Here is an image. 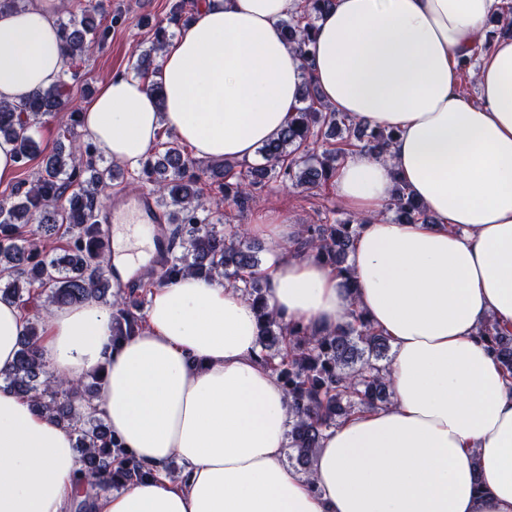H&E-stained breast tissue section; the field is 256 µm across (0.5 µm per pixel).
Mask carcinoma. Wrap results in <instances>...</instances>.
<instances>
[{"mask_svg":"<svg viewBox=\"0 0 512 512\" xmlns=\"http://www.w3.org/2000/svg\"><path fill=\"white\" fill-rule=\"evenodd\" d=\"M333 2L304 0L302 13L283 22L285 39L300 55H305L312 40L316 19ZM102 12L103 0H89L81 19L58 21L69 66L77 65L94 42L92 15ZM170 37L168 28L158 26L152 47L138 57L137 76L145 78L157 68L153 56ZM301 102L282 132L259 148L262 162L248 167L240 180L224 184V201L242 206L253 189L273 179L295 186L322 185L334 177L339 158L356 148L377 156L387 153L394 132L335 111L306 84ZM65 103L62 83L38 89L17 105L0 103V136L14 140L18 165L40 154L32 130ZM69 135V151L57 149L47 155L40 174L20 196L12 191L0 195V296L15 300L24 310L42 297L57 307L98 300L111 312L116 341L139 332L143 317L136 313L139 296L133 292L108 300L113 268L95 218L99 193L112 182L114 171L98 164L95 145L80 142L72 130ZM154 157V161L146 159L140 173L146 175L150 192L171 210V223L163 228L171 260L160 271V279L171 282L185 274L222 278L251 301L260 322L259 345L266 350L261 361L283 384L293 414L288 460L306 471L324 433L339 419L390 400L382 364L389 342L357 310L325 335L309 334L284 322L269 309L260 279L261 261L245 229H226L210 219L196 188L201 179L197 162L174 138L162 143ZM391 206L398 221L429 220L424 207L400 184ZM361 224L358 218L307 224L295 246L346 273V259ZM46 238L57 242L53 255L44 250ZM41 326V317L28 318L16 361L3 375L6 387L30 398L39 411L73 432L84 463L82 480L98 490L117 489L151 474L121 448L98 414L101 371L76 384L56 378L41 350ZM480 336L512 372V334L489 323Z\"/></svg>","mask_w":512,"mask_h":512,"instance_id":"obj_1","label":"carcinoma"}]
</instances>
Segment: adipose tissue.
I'll return each instance as SVG.
<instances>
[{"instance_id":"1","label":"adipose tissue","mask_w":512,"mask_h":512,"mask_svg":"<svg viewBox=\"0 0 512 512\" xmlns=\"http://www.w3.org/2000/svg\"><path fill=\"white\" fill-rule=\"evenodd\" d=\"M500 3L336 0L303 58L282 35L298 0H202L154 73L112 77L81 109L91 140L132 168L164 125L198 158L250 157L286 127L305 79L395 132L384 156H350L334 177L363 220L348 275L291 253L264 278L277 315L317 333L364 313L393 347L389 403L326 431L302 474L283 461L288 398L240 290L195 275L152 288L144 329L118 342L97 300L54 310L51 371L102 369L106 425L153 469L93 496V512H512V379L479 336L492 319L512 332V37L485 40ZM476 48L474 100L458 61ZM63 63L40 0L0 13V102L55 84ZM399 181L430 223L380 217ZM26 329L0 298V371ZM81 469L70 429L1 387L0 512H71Z\"/></svg>"}]
</instances>
